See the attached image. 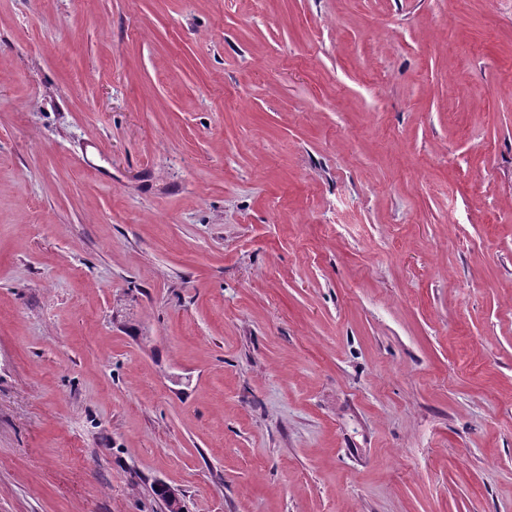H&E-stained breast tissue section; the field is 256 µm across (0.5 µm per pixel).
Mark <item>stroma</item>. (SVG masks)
<instances>
[{
    "label": "stroma",
    "instance_id": "35a3bbf8",
    "mask_svg": "<svg viewBox=\"0 0 512 512\" xmlns=\"http://www.w3.org/2000/svg\"><path fill=\"white\" fill-rule=\"evenodd\" d=\"M512 512V0H0V512Z\"/></svg>",
    "mask_w": 512,
    "mask_h": 512
}]
</instances>
